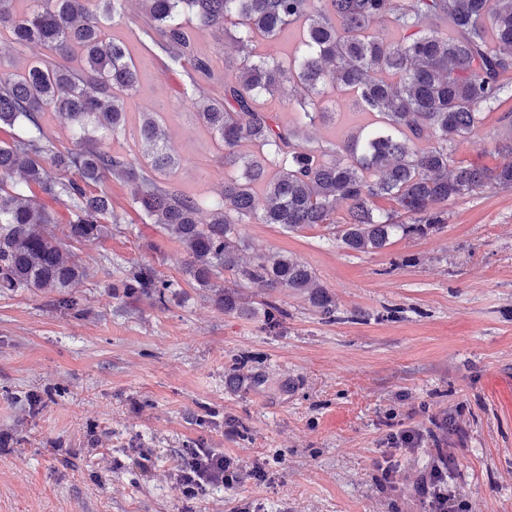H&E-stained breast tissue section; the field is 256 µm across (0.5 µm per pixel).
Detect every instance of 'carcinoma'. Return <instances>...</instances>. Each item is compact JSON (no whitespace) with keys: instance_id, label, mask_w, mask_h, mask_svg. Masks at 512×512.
Listing matches in <instances>:
<instances>
[{"instance_id":"1","label":"carcinoma","mask_w":512,"mask_h":512,"mask_svg":"<svg viewBox=\"0 0 512 512\" xmlns=\"http://www.w3.org/2000/svg\"><path fill=\"white\" fill-rule=\"evenodd\" d=\"M0 0V29L31 52L18 73H0V126L16 128L0 141V293L55 292L58 306L76 305L68 289L83 279L76 254L62 238L82 243L121 223L100 189L108 177L132 187L146 224H157L185 249V274L224 311L242 297L224 285V272L304 294L327 318L336 311L315 272L299 259L266 250L240 265V224H279L290 231L334 226L348 250L373 253L400 236H424L446 224L440 204L488 186L512 188V162L486 167L456 158L464 142L481 140L489 113L512 88V0H140L146 34L174 63L188 61L211 76L210 61L194 51L196 28L229 25L239 63L224 78V97L192 82L185 99L224 148V185L210 217L201 202L169 185L179 165L164 142L162 120L145 112L133 139L139 155L116 154L89 134H126L125 100L137 88L126 43L105 20L125 0ZM303 28L304 50L286 61L260 51L289 27ZM400 37L386 40L382 30ZM79 50L74 69L56 61ZM301 89L295 116L281 122L261 106L266 98ZM334 93L355 98L371 129L328 146H314L308 127L326 118L322 102ZM72 124L74 147L59 149L43 133L44 113ZM23 181H13L15 171ZM37 187L40 194L32 192ZM62 202L61 222L47 201ZM386 200L385 211L377 202ZM345 219L334 218L336 204ZM175 284L150 266L127 270L125 295L163 301ZM266 327L280 328L286 311L268 304Z\"/></svg>"}]
</instances>
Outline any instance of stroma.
<instances>
[{
    "label": "stroma",
    "instance_id": "1",
    "mask_svg": "<svg viewBox=\"0 0 512 512\" xmlns=\"http://www.w3.org/2000/svg\"><path fill=\"white\" fill-rule=\"evenodd\" d=\"M139 12L128 0L106 24L139 67L128 123L160 113L180 161L171 184L215 200L224 149L178 98L190 66L142 34ZM195 48L212 67L204 86L223 97L229 35L196 32ZM510 110L512 99L491 112L483 142L459 145L458 158L503 163L498 117ZM367 122L340 95L310 135L335 142ZM104 186L122 222L71 246L87 272L72 291L79 309L55 307L51 293L0 294V512H230L243 500L256 512H421L413 488L385 484L377 464L390 434L414 428L419 450L394 460L421 468L445 417L459 455L451 484L469 512H512V189L456 200L441 230L369 254L322 225H240L242 262L262 248L316 273L336 302L327 321L303 294L249 282L238 288L245 313L219 309L185 275L182 245L143 223L130 186ZM139 265L178 282L165 304L117 294ZM271 301L287 313L276 333L264 328ZM198 441L260 462L265 481L184 497L172 471ZM143 448L147 474L135 464Z\"/></svg>",
    "mask_w": 512,
    "mask_h": 512
}]
</instances>
